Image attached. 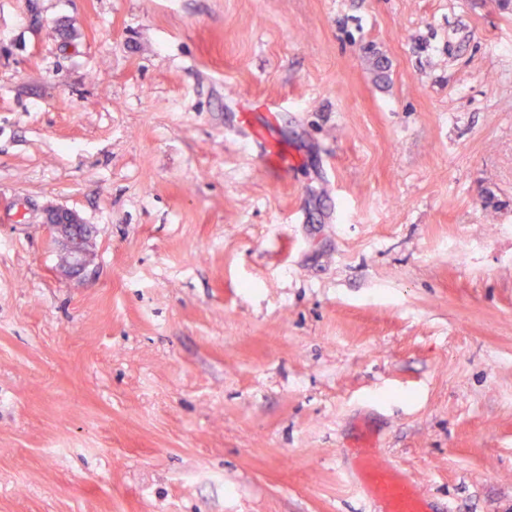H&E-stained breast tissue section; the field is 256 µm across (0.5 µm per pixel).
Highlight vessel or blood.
I'll list each match as a JSON object with an SVG mask.
<instances>
[{"label":"vessel or blood","instance_id":"b4317fda","mask_svg":"<svg viewBox=\"0 0 512 512\" xmlns=\"http://www.w3.org/2000/svg\"><path fill=\"white\" fill-rule=\"evenodd\" d=\"M359 467L368 495L383 503L384 512H432L426 498L390 463L364 452Z\"/></svg>","mask_w":512,"mask_h":512}]
</instances>
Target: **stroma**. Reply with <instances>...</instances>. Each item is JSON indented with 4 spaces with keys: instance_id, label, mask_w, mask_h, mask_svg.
Instances as JSON below:
<instances>
[{
    "instance_id": "35a3bbf8",
    "label": "stroma",
    "mask_w": 512,
    "mask_h": 512,
    "mask_svg": "<svg viewBox=\"0 0 512 512\" xmlns=\"http://www.w3.org/2000/svg\"><path fill=\"white\" fill-rule=\"evenodd\" d=\"M366 430L512 512V0H0V512H383ZM45 224H49L54 240L60 242L65 250L64 271L78 276L86 272L90 257L79 215L72 210L52 207L46 213Z\"/></svg>"
}]
</instances>
